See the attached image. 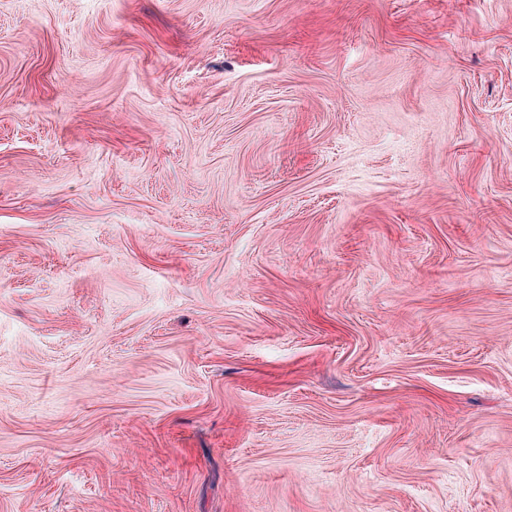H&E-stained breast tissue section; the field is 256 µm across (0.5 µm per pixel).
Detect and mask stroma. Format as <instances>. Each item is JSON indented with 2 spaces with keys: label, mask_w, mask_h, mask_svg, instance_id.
<instances>
[{
  "label": "stroma",
  "mask_w": 512,
  "mask_h": 512,
  "mask_svg": "<svg viewBox=\"0 0 512 512\" xmlns=\"http://www.w3.org/2000/svg\"><path fill=\"white\" fill-rule=\"evenodd\" d=\"M0 512H512V0H0Z\"/></svg>",
  "instance_id": "stroma-1"
}]
</instances>
